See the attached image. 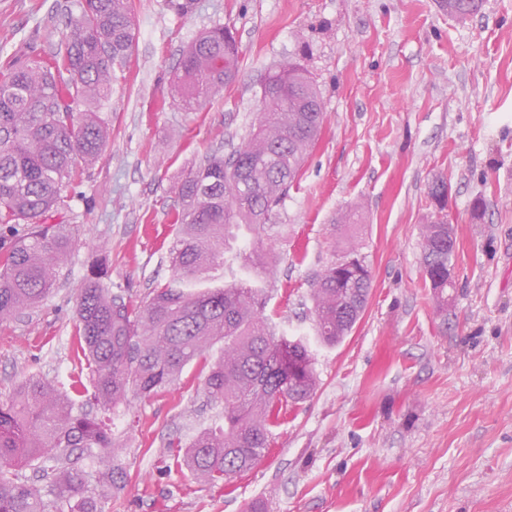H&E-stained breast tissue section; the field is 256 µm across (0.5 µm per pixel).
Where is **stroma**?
<instances>
[{
  "instance_id": "stroma-1",
  "label": "stroma",
  "mask_w": 512,
  "mask_h": 512,
  "mask_svg": "<svg viewBox=\"0 0 512 512\" xmlns=\"http://www.w3.org/2000/svg\"><path fill=\"white\" fill-rule=\"evenodd\" d=\"M442 0H136V44L103 115L112 138L67 191L78 242L42 306L0 323V400L30 374L69 386L75 297L96 258L113 291L142 301L171 276L172 186L229 153L257 122L260 85L293 62L324 104L320 140L278 208L283 232L251 236L281 259L263 313L311 343L318 387L274 446L230 484L196 482L169 440L223 421L203 363L115 418L127 487L102 512H512V0L450 17ZM77 0H0V64L49 54ZM233 29L236 80L186 111L170 81L204 30ZM448 183L455 278L440 309L425 277L430 186ZM355 248L372 274L365 312L317 344L310 279Z\"/></svg>"
}]
</instances>
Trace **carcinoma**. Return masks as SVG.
Returning <instances> with one entry per match:
<instances>
[{
	"instance_id": "1",
	"label": "carcinoma",
	"mask_w": 512,
	"mask_h": 512,
	"mask_svg": "<svg viewBox=\"0 0 512 512\" xmlns=\"http://www.w3.org/2000/svg\"><path fill=\"white\" fill-rule=\"evenodd\" d=\"M77 8L56 52L15 58L0 73L1 323L39 307L56 288L78 228L51 219L111 135L101 109L114 66L135 46L134 0H82ZM239 70L232 33L206 30L182 51L173 97L195 110ZM285 81L288 97H260V123L243 146L205 156L177 183L170 279L133 303L112 291L103 265L94 263L76 295L78 351L103 413L131 393H157L224 344L205 376L209 397L224 405V423L202 429L186 445L169 441L186 447L182 465L207 483H226L252 469L269 451L288 407L309 399L318 383L309 346L275 335L262 312L274 247L260 250L245 268L252 288L233 287L234 276L200 288L224 269L243 233L276 223L288 187L317 145L324 113L311 107L322 100L319 86L294 64L288 76L276 70L265 79L274 88ZM448 231L446 224H428L421 242L430 288L444 304L454 257ZM339 261L350 266L333 261L311 283L315 335L328 346L351 333L371 288V272L356 250ZM85 390L80 379L62 391L32 375L0 403V512H101L100 499L124 489L121 443L105 417L84 409ZM85 455L100 466L93 489L79 466Z\"/></svg>"
}]
</instances>
